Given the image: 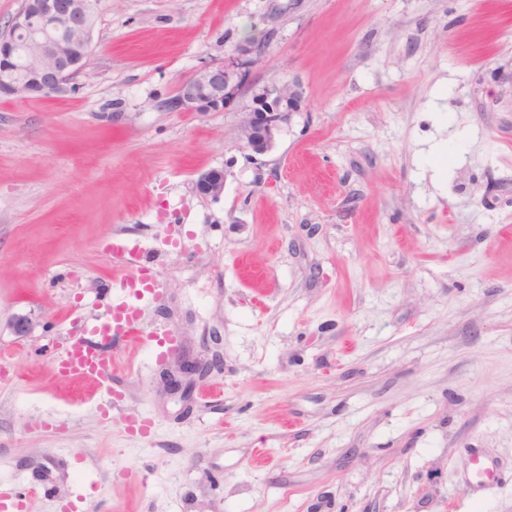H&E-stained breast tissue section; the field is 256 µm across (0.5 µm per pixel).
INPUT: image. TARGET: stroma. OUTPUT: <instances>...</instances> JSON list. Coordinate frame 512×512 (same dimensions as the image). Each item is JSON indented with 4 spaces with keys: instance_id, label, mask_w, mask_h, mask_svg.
Listing matches in <instances>:
<instances>
[{
    "instance_id": "stroma-1",
    "label": "stroma",
    "mask_w": 512,
    "mask_h": 512,
    "mask_svg": "<svg viewBox=\"0 0 512 512\" xmlns=\"http://www.w3.org/2000/svg\"><path fill=\"white\" fill-rule=\"evenodd\" d=\"M91 10L64 92L0 97V482L29 512H512V0ZM249 38L253 81L305 97L256 158L244 104L165 106ZM115 238L145 329L222 361L190 398L149 346L105 390L50 367L111 304ZM229 173L225 169H208L197 173L196 190L203 197L217 198L224 193Z\"/></svg>"
}]
</instances>
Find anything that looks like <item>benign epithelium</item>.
Returning <instances> with one entry per match:
<instances>
[{"mask_svg": "<svg viewBox=\"0 0 512 512\" xmlns=\"http://www.w3.org/2000/svg\"><path fill=\"white\" fill-rule=\"evenodd\" d=\"M92 26L90 0H23L0 36V49H10V66L0 69V94L31 99L65 91L84 70ZM261 54L251 41L236 46L224 63L205 66L185 79L165 107L199 114L221 112L249 93L251 104L239 124L240 139L250 156L266 154L292 113L301 111L304 93L296 82L252 84V67ZM227 177L225 169L203 170L197 173L196 190L203 197L217 198L224 193ZM211 370L210 363L182 358L168 381L188 397L192 383L182 382L176 374L203 378Z\"/></svg>", "mask_w": 512, "mask_h": 512, "instance_id": "obj_1", "label": "benign epithelium"}]
</instances>
